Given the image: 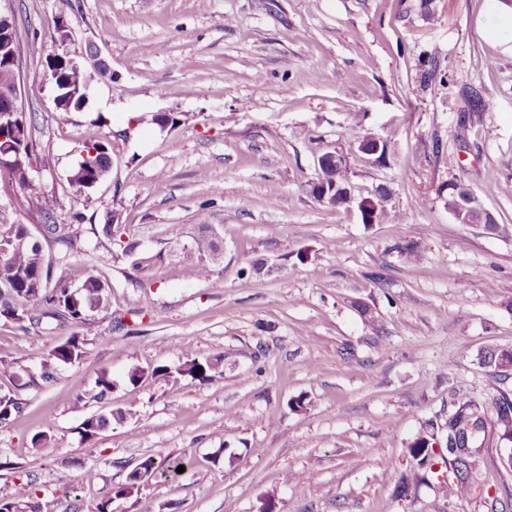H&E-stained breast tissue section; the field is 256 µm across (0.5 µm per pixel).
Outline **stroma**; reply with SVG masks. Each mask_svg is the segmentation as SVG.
Here are the masks:
<instances>
[{
  "label": "stroma",
  "mask_w": 512,
  "mask_h": 512,
  "mask_svg": "<svg viewBox=\"0 0 512 512\" xmlns=\"http://www.w3.org/2000/svg\"><path fill=\"white\" fill-rule=\"evenodd\" d=\"M420 2L0 0L37 144L30 178L78 234L74 251L49 248L53 269L112 286L84 358L21 390L24 415L0 427V456L17 464L0 470V495L96 512L158 453L184 472L157 474L126 512H512V444L487 439L462 498L439 487L445 463L428 470L408 452L422 435L444 452L459 397L489 411L512 391L480 362L512 347V55L479 28L484 0H433L427 17ZM91 45L112 74L57 127L44 62ZM431 58L442 76L426 83ZM472 88L485 110L470 109ZM151 112L180 123H136ZM354 127L389 142L385 160L358 151ZM92 139L119 161L87 205L68 180ZM328 151L346 156L355 192L389 187L402 220L364 224L317 202L309 185ZM451 178L481 194L496 228L459 223L438 194ZM0 224H41L4 173ZM204 234L222 255L192 281L180 254ZM58 340L0 324V358L35 370ZM218 355L222 373L204 384L126 379L134 365ZM104 369L130 417L88 443L78 427L97 406L75 398ZM39 432L47 447L32 446Z\"/></svg>",
  "instance_id": "1"
}]
</instances>
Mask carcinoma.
Returning a JSON list of instances; mask_svg holds the SVG:
<instances>
[{"mask_svg": "<svg viewBox=\"0 0 512 512\" xmlns=\"http://www.w3.org/2000/svg\"><path fill=\"white\" fill-rule=\"evenodd\" d=\"M46 67L53 71L51 75L56 88V97L60 108L56 110V121L60 125L68 123L70 114L80 110L86 103L88 75L74 70L69 64V56L57 55L46 60ZM159 129L176 125L177 119L170 113L157 112L141 117ZM0 149L13 159L8 169L12 180L20 188L30 191L36 198L43 218L49 219L55 210L56 201L39 191L30 181L28 163L33 159L32 138L16 137L12 132L4 134ZM80 160L69 177V183L75 193L83 196L85 203L92 202L91 191L104 180L112 170L113 151L110 144L103 140L86 142ZM31 228L27 224H0V244L7 247L0 260V322L11 326L26 335L43 327L69 331L57 345L51 348L35 373H25L14 360L0 358V380L11 388L0 390V426L21 416L26 403L17 390L40 388L56 381L58 370L63 365H73L85 354V347L95 338L94 313L109 308L112 286L99 275L87 276L79 286H74L68 277L61 274L50 276L45 245L50 241L63 242L75 246L69 236L58 234L59 225L44 224L38 235H29ZM205 238L191 249L182 252V271L190 280L203 281L210 275ZM220 359L188 358L177 366L157 365L145 369L138 365L129 368L126 378L132 385L146 377L169 378L189 376L201 383L215 377ZM114 389V381L109 372L103 370L95 381V393L91 400L100 404V409L88 416L78 427L81 439L94 441L101 432L112 427V422L127 419V413L114 410L108 402ZM448 432L460 436L459 450L448 452V463L453 466L457 481L444 483L443 488L450 495L462 494L466 490L469 472V458L473 456L472 445L480 434L493 433L501 439L512 436V395L502 391L495 401L494 415L487 417L479 411V406L466 401L448 414ZM409 454L424 464L435 455L429 448V441L423 437L409 447ZM166 460L158 455L143 457L128 473L126 479L114 488L113 498L101 502L96 512H107L105 506L112 499L137 502L142 488L164 468ZM0 512H56L53 500L21 503L9 497H0Z\"/></svg>", "mask_w": 512, "mask_h": 512, "instance_id": "obj_1", "label": "carcinoma"}]
</instances>
